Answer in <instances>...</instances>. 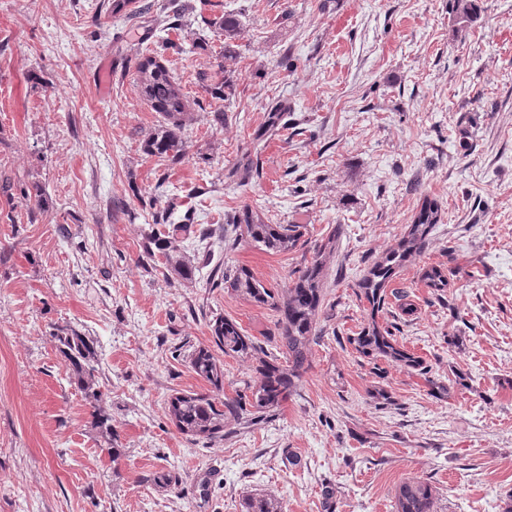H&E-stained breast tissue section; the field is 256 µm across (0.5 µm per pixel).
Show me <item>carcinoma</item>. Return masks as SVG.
Returning a JSON list of instances; mask_svg holds the SVG:
<instances>
[{
    "instance_id": "carcinoma-1",
    "label": "carcinoma",
    "mask_w": 512,
    "mask_h": 512,
    "mask_svg": "<svg viewBox=\"0 0 512 512\" xmlns=\"http://www.w3.org/2000/svg\"><path fill=\"white\" fill-rule=\"evenodd\" d=\"M453 15L454 32L463 35L477 22L481 13L480 0H448ZM105 9L110 17L123 16L135 20L147 13L151 6L130 8L126 0H107ZM210 26L224 30V58L236 56L233 39L239 30L238 19L224 14L208 21ZM135 80L140 95L150 109L159 113L164 123L143 142L144 152L155 155L169 165L183 163L189 156L190 145L185 129L194 120V112L201 107L199 99H191L170 70L163 63L161 55L152 51L141 53L135 61ZM201 89L217 101H229L232 84L229 76L221 82L202 83ZM284 113L276 107L267 114L266 124L255 134L254 140L261 142L280 128ZM257 168L250 154H245L230 172L245 180L253 176ZM7 198L18 197L25 201L32 217L36 218L45 207V192L42 185L32 182L7 181L0 187ZM153 209V224H168L178 206L177 198L168 194L164 182H159L155 193L148 200L141 201ZM441 219L439 203L424 198L414 213L405 234L396 246L375 261L365 278L358 284L360 293L370 305L371 322L363 327L348 342L362 356L383 357L415 371H423L421 360L397 344L392 331L377 322V316L386 305L387 285L398 274L407 260L424 252L430 244V233ZM226 224L231 231L224 232V246L231 249L241 237L275 253L292 252L306 246L305 227L302 224H269L262 215L245 204L227 216ZM191 232V225L176 224L167 233L153 230L145 237L144 257L152 260L158 254L177 275L184 279L193 278L196 266L181 255L178 233ZM343 229L336 225L327 241L314 248L313 257L284 289L282 299L276 300L271 290L257 283L250 271L244 267H224L219 279L212 281L218 287L222 284L247 295L260 305H269L278 313L277 326L279 341L285 352V363L261 360L256 368L260 381L248 385L233 398L213 397L188 392L177 393L170 398L169 410L177 430L185 435L204 438L209 441L224 439V427L230 421L241 427H248L276 415L281 404L296 392L298 383L310 367L311 344L321 336L319 312L322 307L321 283L326 275L324 256L336 248V240ZM428 287L444 291L448 287V276L442 268L431 266L424 272ZM214 342L224 355L246 354L256 349L252 339L241 333L236 323L218 317L212 325ZM54 338L59 351L68 361L76 382L86 391L88 397L97 401L100 392L94 388L96 349L94 340L74 330H60ZM195 373L206 379L215 390L224 388V370L212 351L205 347L195 349L191 357ZM242 512H281V507L269 498L251 495L243 499ZM396 512H436V491L425 481L401 484L396 493Z\"/></svg>"
}]
</instances>
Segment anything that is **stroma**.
<instances>
[{"mask_svg":"<svg viewBox=\"0 0 512 512\" xmlns=\"http://www.w3.org/2000/svg\"><path fill=\"white\" fill-rule=\"evenodd\" d=\"M103 0H0V181L40 182L48 207L27 219L0 194V512H241L246 495L283 512H395L396 490L429 481L437 512H503L512 493V0H481L465 37L448 0H180L176 28L105 16ZM240 21L238 55L209 19ZM181 52L167 50V43ZM161 52L190 96L231 72V117L199 110L191 155L168 167L140 147L158 113L141 99L137 52ZM288 111L256 158L272 105ZM470 116L468 137L459 121ZM165 180L199 228L187 236L193 281L143 262L140 200ZM442 221L430 246L389 282L379 313L426 374L360 356L368 321L358 283L404 235L423 197ZM250 205L272 224L306 225L308 248L274 253L216 231ZM310 367L276 417L221 441L180 434L169 400L212 393L190 354L214 348L221 316L278 354L277 314L212 285L216 267L248 268L281 293L335 227ZM438 266L448 288L422 277ZM408 294L402 313L395 292ZM91 337V402L54 332ZM449 394L438 399L431 381ZM385 390L390 403L377 400ZM109 418L100 427L98 414ZM122 450L112 459V445ZM297 464H289V455Z\"/></svg>","mask_w":512,"mask_h":512,"instance_id":"1","label":"stroma"}]
</instances>
